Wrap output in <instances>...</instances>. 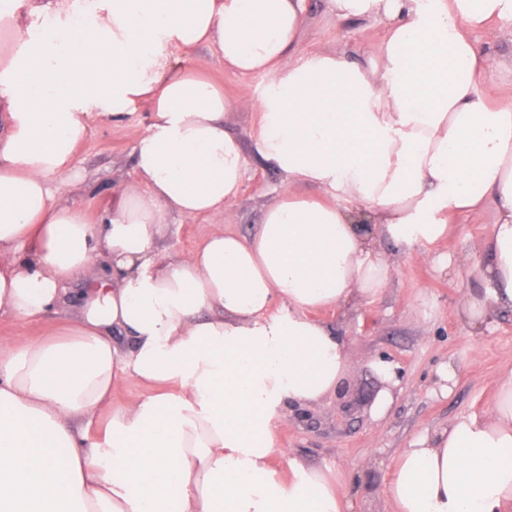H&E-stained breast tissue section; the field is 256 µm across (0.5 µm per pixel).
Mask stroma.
Returning a JSON list of instances; mask_svg holds the SVG:
<instances>
[{
    "label": "stroma",
    "instance_id": "35a3bbf8",
    "mask_svg": "<svg viewBox=\"0 0 512 512\" xmlns=\"http://www.w3.org/2000/svg\"><path fill=\"white\" fill-rule=\"evenodd\" d=\"M307 50H337L359 60L383 33L377 23L336 21L325 0H305ZM192 66L220 83L226 97L258 100L261 75L226 71L215 48L199 46ZM152 119L150 102L129 105L117 119L97 125L74 152L72 172L60 191L81 203L90 219L108 208L115 182H134V146ZM255 115L230 112L226 130L238 137L249 165L229 232L247 236L263 209L275 201L283 174L257 152L251 139ZM492 212L453 219L448 239L406 254L388 239L379 246L394 263L386 288L375 301L318 312L347 352L339 380L342 393H329L312 405L313 419L279 424L282 447L290 458L330 469L352 491V512H391L385 487L395 457L407 442L453 418L483 413L491 406L496 383L512 368V309L496 308L482 331L458 316L462 295L474 284L454 266L459 252L485 239ZM162 242L167 255L197 248L214 231L212 220L168 216ZM349 413H341L340 404Z\"/></svg>",
    "mask_w": 512,
    "mask_h": 512
}]
</instances>
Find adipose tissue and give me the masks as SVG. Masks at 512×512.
<instances>
[{"label": "adipose tissue", "instance_id": "adipose-tissue-1", "mask_svg": "<svg viewBox=\"0 0 512 512\" xmlns=\"http://www.w3.org/2000/svg\"><path fill=\"white\" fill-rule=\"evenodd\" d=\"M302 2L0 0V313L77 305L47 337L0 343V512H351L278 440L346 358L312 311L387 287L378 239L411 252L488 210L460 310L477 330L512 307V104L481 88L512 0H327L382 24L360 61L301 49ZM199 44L263 75L251 136L284 182L250 236L164 259L165 216L230 222L248 164L224 128L238 102L182 57ZM137 99L154 112L138 180L90 220L57 184ZM121 378L157 391L113 403ZM385 493L393 512H512V370L489 411L413 439Z\"/></svg>", "mask_w": 512, "mask_h": 512}]
</instances>
